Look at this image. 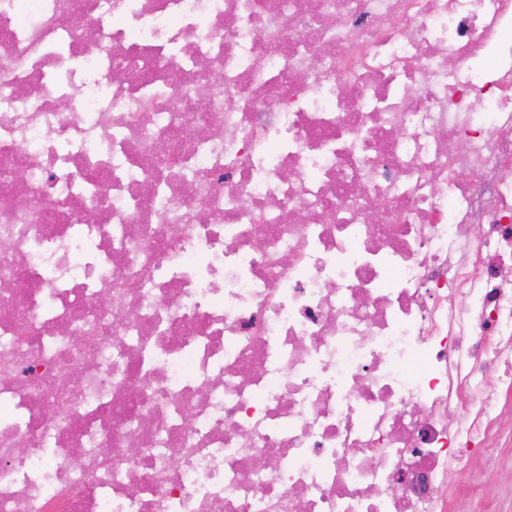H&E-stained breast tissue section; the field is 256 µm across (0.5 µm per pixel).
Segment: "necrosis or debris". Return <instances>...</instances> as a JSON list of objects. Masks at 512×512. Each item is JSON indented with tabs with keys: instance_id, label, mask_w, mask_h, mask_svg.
I'll return each mask as SVG.
<instances>
[{
	"instance_id": "obj_1",
	"label": "necrosis or debris",
	"mask_w": 512,
	"mask_h": 512,
	"mask_svg": "<svg viewBox=\"0 0 512 512\" xmlns=\"http://www.w3.org/2000/svg\"><path fill=\"white\" fill-rule=\"evenodd\" d=\"M0 241V512H448L512 444V0H0Z\"/></svg>"
}]
</instances>
